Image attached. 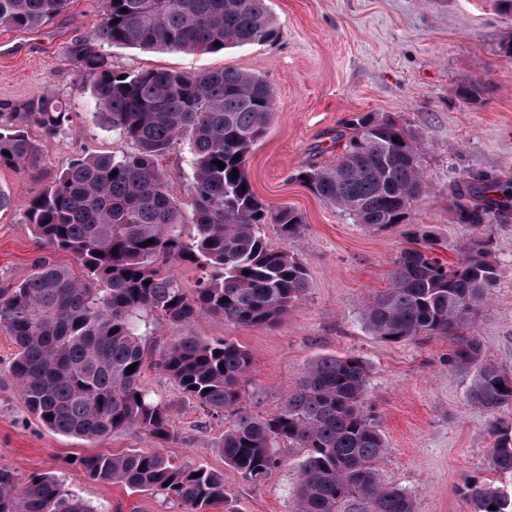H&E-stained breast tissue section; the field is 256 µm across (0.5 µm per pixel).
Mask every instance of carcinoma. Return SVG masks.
Returning <instances> with one entry per match:
<instances>
[{
    "label": "carcinoma",
    "mask_w": 512,
    "mask_h": 512,
    "mask_svg": "<svg viewBox=\"0 0 512 512\" xmlns=\"http://www.w3.org/2000/svg\"><path fill=\"white\" fill-rule=\"evenodd\" d=\"M67 2L0 0V25L37 29ZM99 4L101 24L75 42L70 57L91 84L101 122L131 141L135 151L121 158L82 154L25 205L35 235L74 255L83 275L44 260L35 272L0 289V327L17 347L9 374L19 395L57 434L95 441L134 430L165 445L177 438L171 406L140 385L143 371L153 365L210 416H235L214 447L243 479L262 481L281 464L284 449H303L295 463L296 512H415L410 494L379 480L387 445L365 404L369 368L361 357L314 359L277 414L251 416L238 408L251 368L242 346L190 334L154 358L141 333L142 317L149 314L180 325L216 316L237 326L273 328L308 288L298 257L268 248L263 238L266 224L278 225L288 239L298 237L302 215L292 207L270 211L246 169L275 112L268 81L230 68L121 70L103 52L112 45L214 53L273 42L277 28L267 0ZM8 108L0 112V167L36 168L41 149L25 126L33 123L55 137L69 129L71 113L48 97L17 100ZM185 137L195 223L188 238L179 229L182 210L158 167ZM345 138L336 165L309 166L296 179L359 224L388 229L406 222L427 188L417 136L390 119L365 115ZM510 198L512 184L490 177L457 184L456 222L481 236L454 263L432 255L429 233L415 237L401 253L389 287L362 314L365 329L387 342L453 338L449 361L474 366L470 397L492 413L512 406V375L483 359L475 337L458 331L473 326L477 309L500 280L488 245L503 200ZM148 239L154 243L143 245ZM184 263L203 272L190 295L174 272ZM133 363L135 369L127 370ZM493 433L491 467L512 476V430L497 427ZM71 465L93 481L161 495L185 512H207L225 500L223 474L174 465L157 451L78 456ZM467 497L474 512H512V486L475 484ZM492 505L496 510H489ZM0 512L94 510L53 474L37 473L20 483L1 468Z\"/></svg>",
    "instance_id": "carcinoma-1"
}]
</instances>
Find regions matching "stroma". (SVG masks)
Instances as JSON below:
<instances>
[{
    "instance_id": "35a3bbf8",
    "label": "stroma",
    "mask_w": 512,
    "mask_h": 512,
    "mask_svg": "<svg viewBox=\"0 0 512 512\" xmlns=\"http://www.w3.org/2000/svg\"><path fill=\"white\" fill-rule=\"evenodd\" d=\"M268 7L278 27L272 43L210 54L106 49L121 70L226 67L268 78L276 112L248 156L247 172L270 210L289 206L304 218L295 240L286 239L278 225L263 228L267 246L293 252L308 275L307 292L278 327L235 326L220 317L179 326L154 315L148 350L159 353L190 332L236 341L251 356L240 406L265 417L277 414L286 390L313 359L360 356L369 366L367 401L387 445L382 484L411 492L416 512H474L464 491L494 479L492 427L512 425V406L489 413L471 401L474 371L449 362L452 338L386 342L365 331L360 314L387 288L413 231H430L439 242V257L450 263L475 239L469 225L455 221L461 175L512 182V56L505 52L512 43V8L504 0H268ZM101 21L99 0H69L57 18L38 29L0 28V105L51 96L72 115L68 133L54 138L28 126L43 148L39 171L0 168V188L14 201L0 213V288L33 273L43 259L78 270L72 254L35 236L24 205L78 155L120 157L135 150L95 117L91 87L69 56L74 41ZM471 85L481 86L480 96L463 100L461 87ZM367 114L397 122L422 142L420 165L428 189L413 203L408 222L387 230L355 223L295 178L310 165H335L343 152L340 133L350 119ZM188 157L182 140L159 160L186 233L192 230ZM490 249L501 278L480 310L475 336L485 359L512 374V203L494 225ZM16 351L0 328V468L18 480L53 473L95 512H184L162 497L92 481L68 463L76 455L160 450L173 463L191 462L223 474L225 498L208 512H294L292 461L298 449L263 481H245L214 447L224 420L206 416L154 367L140 383L170 404L176 441L160 449L138 431L95 443L59 435L19 396L8 374Z\"/></svg>"
}]
</instances>
